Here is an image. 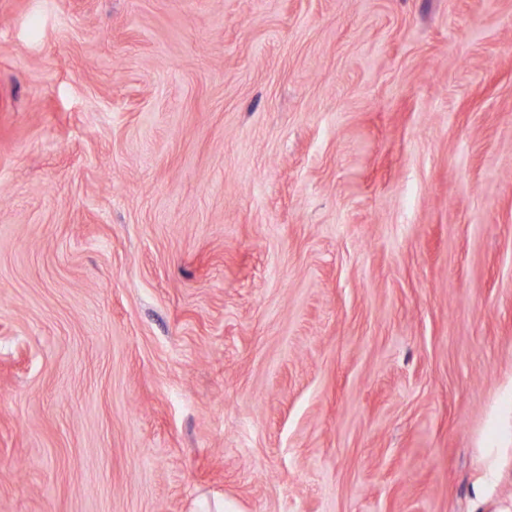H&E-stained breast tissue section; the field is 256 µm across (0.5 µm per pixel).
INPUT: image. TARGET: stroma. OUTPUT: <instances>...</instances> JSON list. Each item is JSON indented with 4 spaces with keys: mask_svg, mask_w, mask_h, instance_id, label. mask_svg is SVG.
<instances>
[{
    "mask_svg": "<svg viewBox=\"0 0 512 512\" xmlns=\"http://www.w3.org/2000/svg\"><path fill=\"white\" fill-rule=\"evenodd\" d=\"M512 512V0H0V512Z\"/></svg>",
    "mask_w": 512,
    "mask_h": 512,
    "instance_id": "1",
    "label": "stroma"
}]
</instances>
